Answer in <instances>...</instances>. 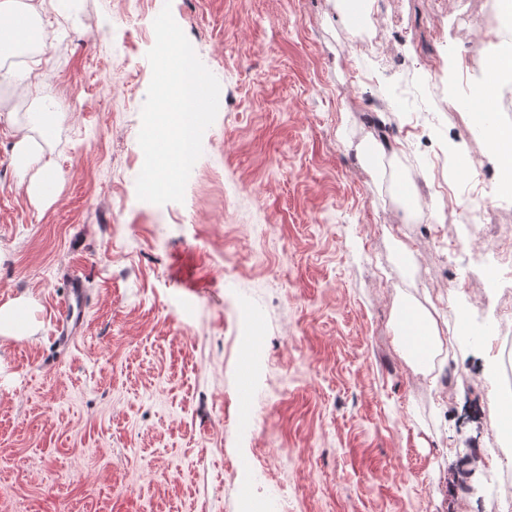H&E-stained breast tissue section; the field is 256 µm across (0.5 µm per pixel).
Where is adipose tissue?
I'll return each mask as SVG.
<instances>
[{
	"label": "adipose tissue",
	"instance_id": "ef3b65f1",
	"mask_svg": "<svg viewBox=\"0 0 512 512\" xmlns=\"http://www.w3.org/2000/svg\"><path fill=\"white\" fill-rule=\"evenodd\" d=\"M53 8V0H0V85L11 84L29 96L38 95L60 33L43 18ZM24 53L30 54V65L19 70L10 65V58ZM66 116L65 110L57 109L48 120L38 112L24 119L12 113L6 117L15 136L12 162L20 174L18 187L32 203L49 202L64 179L48 145L53 123L64 121ZM396 326L400 356L410 365L433 370L442 342L431 313L413 304L401 305ZM38 329L30 298L21 296L0 303L1 336H31Z\"/></svg>",
	"mask_w": 512,
	"mask_h": 512
}]
</instances>
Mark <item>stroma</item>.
Wrapping results in <instances>:
<instances>
[{
	"instance_id": "stroma-1",
	"label": "stroma",
	"mask_w": 512,
	"mask_h": 512,
	"mask_svg": "<svg viewBox=\"0 0 512 512\" xmlns=\"http://www.w3.org/2000/svg\"><path fill=\"white\" fill-rule=\"evenodd\" d=\"M363 4L383 59L358 53L340 0H72L39 91L69 110L51 202L17 191L0 121V302L31 297L40 324L0 337V512H494L470 462L499 446L512 470V414L479 255L512 234L485 138L512 112L460 103L484 90L486 27L512 31L496 0ZM166 5L221 92L183 202L155 205L138 134ZM461 157L491 186L476 234L462 175L452 223L423 219L444 206L433 159ZM72 274L89 307L67 344ZM407 301L449 351L429 375L395 347Z\"/></svg>"
}]
</instances>
